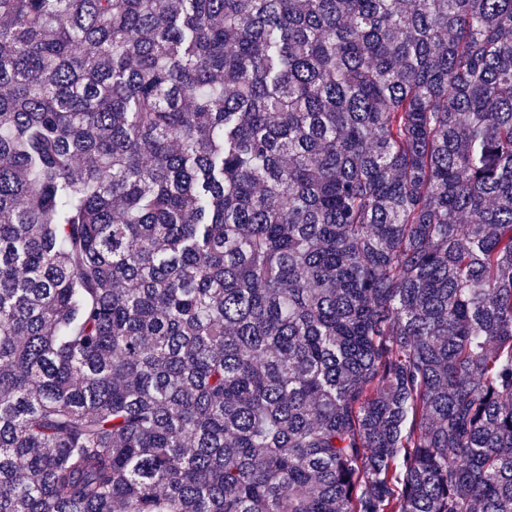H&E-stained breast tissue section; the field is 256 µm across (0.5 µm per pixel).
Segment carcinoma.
Segmentation results:
<instances>
[{"label":"carcinoma","instance_id":"carcinoma-1","mask_svg":"<svg viewBox=\"0 0 512 512\" xmlns=\"http://www.w3.org/2000/svg\"><path fill=\"white\" fill-rule=\"evenodd\" d=\"M0 512H512V0H0Z\"/></svg>","mask_w":512,"mask_h":512}]
</instances>
